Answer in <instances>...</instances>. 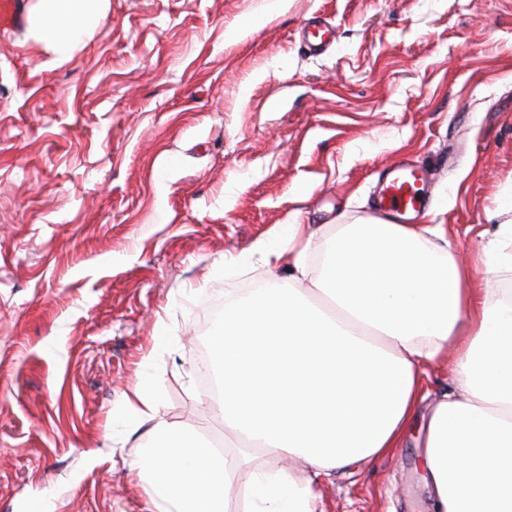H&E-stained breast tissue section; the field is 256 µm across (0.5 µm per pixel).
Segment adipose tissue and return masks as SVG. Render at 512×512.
Returning a JSON list of instances; mask_svg holds the SVG:
<instances>
[{"mask_svg":"<svg viewBox=\"0 0 512 512\" xmlns=\"http://www.w3.org/2000/svg\"><path fill=\"white\" fill-rule=\"evenodd\" d=\"M105 0H39L35 27L57 61L71 58ZM486 271L512 267V191L487 213ZM303 224H285L231 259L287 268L288 281L225 301L211 365L238 452L159 414L150 379L125 397L148 438L131 467L161 512H317L311 483L250 467L247 450L302 458L313 476L392 453L424 433L434 512H512V296L490 299L444 224L369 217L340 224L311 268ZM456 344L461 390L429 400L422 368Z\"/></svg>","mask_w":512,"mask_h":512,"instance_id":"ef3b65f1","label":"adipose tissue"}]
</instances>
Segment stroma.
Returning a JSON list of instances; mask_svg holds the SVG:
<instances>
[{
    "instance_id": "stroma-1",
    "label": "stroma",
    "mask_w": 512,
    "mask_h": 512,
    "mask_svg": "<svg viewBox=\"0 0 512 512\" xmlns=\"http://www.w3.org/2000/svg\"><path fill=\"white\" fill-rule=\"evenodd\" d=\"M36 4L0 28V512H150L124 394L150 375L165 420L223 443L210 304L288 278L225 258L283 224L318 257L396 160L430 174L417 223L512 289L477 263L512 189V0H107L63 64ZM315 19L336 28L320 54ZM420 445L320 476V512H430Z\"/></svg>"
}]
</instances>
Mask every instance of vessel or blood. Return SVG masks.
I'll use <instances>...</instances> for the list:
<instances>
[{
    "mask_svg": "<svg viewBox=\"0 0 512 512\" xmlns=\"http://www.w3.org/2000/svg\"><path fill=\"white\" fill-rule=\"evenodd\" d=\"M425 170L406 161L385 170L376 205L392 223H400L418 213L426 205Z\"/></svg>",
    "mask_w": 512,
    "mask_h": 512,
    "instance_id": "obj_1",
    "label": "vessel or blood"
}]
</instances>
